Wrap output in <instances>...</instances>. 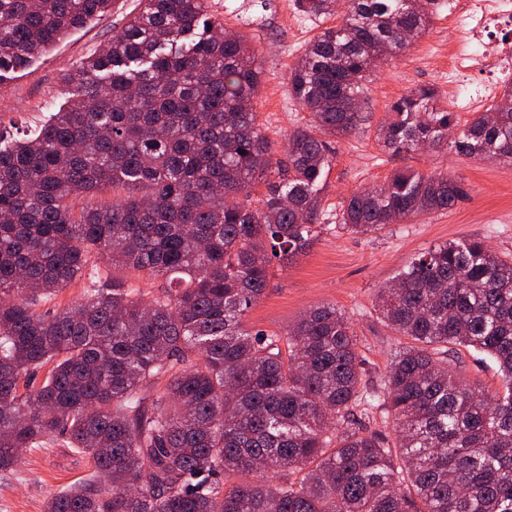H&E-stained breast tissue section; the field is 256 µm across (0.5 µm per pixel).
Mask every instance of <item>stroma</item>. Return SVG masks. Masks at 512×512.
<instances>
[{"mask_svg": "<svg viewBox=\"0 0 512 512\" xmlns=\"http://www.w3.org/2000/svg\"><path fill=\"white\" fill-rule=\"evenodd\" d=\"M137 11L138 0H114L106 15L1 79L0 128L21 130L58 111L66 102L63 74L111 40ZM209 12L226 29L261 47L264 79L254 110L275 151H282L290 133L311 125L310 113L289 94L288 76L309 42L324 28L338 25L340 15L311 19L298 12L295 0H209ZM459 39L448 6L440 0L426 32L374 70L360 124L327 140L330 167L317 215L322 229L293 264L273 267L261 300L247 315V327L283 334L309 309L336 306L350 318L369 379L379 387L392 353L406 343L374 310L379 288L415 256L449 241L480 239L498 255L512 256V163L469 156L452 147L395 152L380 138L382 125L391 117L390 105L409 91L431 86L448 102L462 94V87L448 82L449 55ZM406 169L448 173L464 183L468 196L451 210L368 234L340 228L345 198ZM92 473L87 454L72 448L67 437L54 436L45 447L24 452L14 470L0 471V512H45L52 495Z\"/></svg>", "mask_w": 512, "mask_h": 512, "instance_id": "obj_1", "label": "stroma"}]
</instances>
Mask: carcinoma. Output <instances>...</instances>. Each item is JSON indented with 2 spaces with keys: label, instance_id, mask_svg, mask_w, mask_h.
<instances>
[{
  "label": "carcinoma",
  "instance_id": "1",
  "mask_svg": "<svg viewBox=\"0 0 512 512\" xmlns=\"http://www.w3.org/2000/svg\"><path fill=\"white\" fill-rule=\"evenodd\" d=\"M295 2L310 18L333 11ZM349 2L288 79L323 135L358 125L372 66L418 39L437 5ZM111 5L0 0V80ZM261 75L257 50L208 0H140L64 75L63 108L18 137L0 132V471L65 434L94 472L45 512H512L511 259L448 242L380 288L378 314L409 343L379 389L334 306L286 334L245 328L272 262L287 266L316 236L328 166L327 142L305 129L275 157L250 108ZM390 111L381 134L396 152L438 148L457 127L459 151L512 162V111L494 105L461 127L431 87ZM260 180L261 205L238 200ZM108 191L111 203L75 210ZM465 195L445 173L396 171L352 193L340 223L366 234ZM100 261L112 280L95 278ZM124 270L168 286L146 301ZM83 279L84 302L40 311ZM459 347L489 356L500 388L461 380ZM375 410L393 419L394 444L365 425Z\"/></svg>",
  "mask_w": 512,
  "mask_h": 512
}]
</instances>
